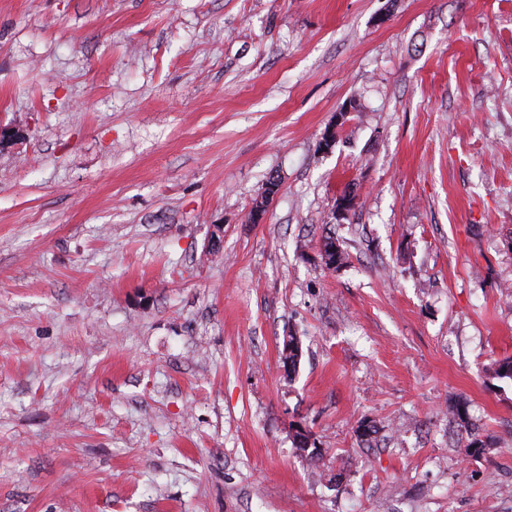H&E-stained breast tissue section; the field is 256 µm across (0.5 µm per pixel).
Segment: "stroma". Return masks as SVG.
<instances>
[{"label": "stroma", "mask_w": 512, "mask_h": 512, "mask_svg": "<svg viewBox=\"0 0 512 512\" xmlns=\"http://www.w3.org/2000/svg\"><path fill=\"white\" fill-rule=\"evenodd\" d=\"M0 126V512H512V0H0Z\"/></svg>", "instance_id": "stroma-1"}]
</instances>
